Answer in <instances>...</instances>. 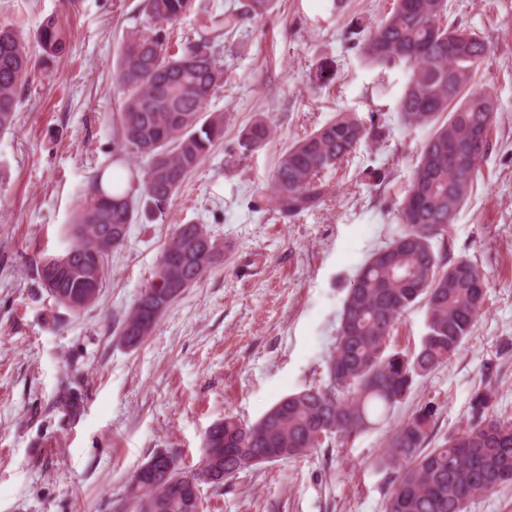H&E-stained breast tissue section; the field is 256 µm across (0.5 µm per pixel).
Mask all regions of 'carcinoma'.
I'll return each mask as SVG.
<instances>
[{"label":"carcinoma","mask_w":512,"mask_h":512,"mask_svg":"<svg viewBox=\"0 0 512 512\" xmlns=\"http://www.w3.org/2000/svg\"><path fill=\"white\" fill-rule=\"evenodd\" d=\"M274 0H245L243 10L206 13L197 37L170 42L174 26L191 9V0H145L151 32H132L123 39L115 70L122 98L116 112L117 135L112 153L145 161L141 179L111 195L100 181L71 224L65 254L74 276L61 273L62 284L47 287V269L62 256L38 260L36 275L55 303L79 312L91 303H76L86 292L84 279L103 284L112 252L101 248L107 228L128 227L135 219L133 196L138 189L143 210L162 214L185 178L196 170L224 138V114L206 108L224 84V69L216 48L246 18L269 14ZM360 26L349 28L361 54L381 71L405 67L408 80L397 110L408 127L430 131L411 170L403 199L397 204L400 227L375 250L356 274L344 301L334 349L326 360L327 381L282 397L259 420L234 416L211 425V446L194 466L180 467L168 451L153 455L155 473L142 483L129 480L121 507L130 512H198L188 476L219 468L221 486L240 471L257 465L272 451L281 458L302 457L326 442L347 439L385 422L405 401L415 379L451 362L475 327L485 301L488 281L470 260L453 259L448 248L450 228L471 197L480 163L490 149L484 142L468 169L456 164L448 146L462 148L473 127L494 116L495 100L471 82L489 48L463 28L449 0H394L376 29L363 38ZM42 64L63 56L70 35L58 17L39 26ZM32 69L27 42L13 27H0V134L15 124L19 89ZM272 125L259 118L239 139L242 153L267 146ZM385 126L374 114L365 120L352 112L336 117L295 141L283 151L272 170L275 209L292 217L320 205L329 185L322 173L349 159L363 145L384 138ZM196 224H181L161 256L192 251ZM202 267L185 261L190 284L224 259ZM153 290L148 284L121 324L119 335L141 343L160 314L141 305ZM426 310L427 332L413 353L394 351L389 338L400 317L417 304ZM439 407L428 401L401 422L389 436L376 462L394 477L384 512H466L470 501L488 497L512 481V417L500 413L495 393L477 387L469 406L468 424L436 445L431 435ZM174 462L169 468L168 461Z\"/></svg>","instance_id":"1"}]
</instances>
